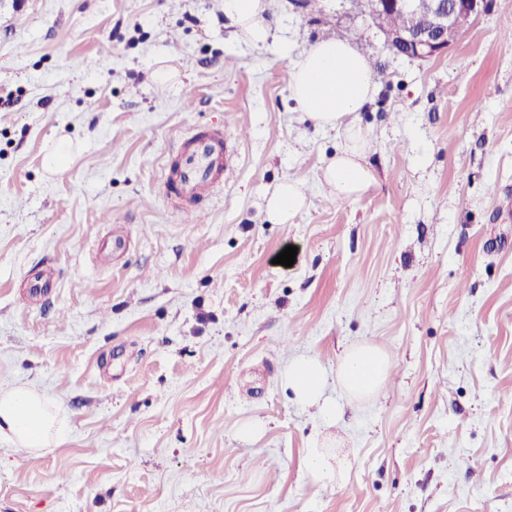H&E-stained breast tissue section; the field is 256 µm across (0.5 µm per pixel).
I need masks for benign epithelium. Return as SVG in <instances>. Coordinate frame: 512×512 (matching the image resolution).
<instances>
[{"label": "benign epithelium", "instance_id": "benign-epithelium-1", "mask_svg": "<svg viewBox=\"0 0 512 512\" xmlns=\"http://www.w3.org/2000/svg\"><path fill=\"white\" fill-rule=\"evenodd\" d=\"M490 0H372L367 18L383 34L387 47L416 59H431L457 40L461 19L473 20ZM401 15L405 23L392 28L387 19Z\"/></svg>", "mask_w": 512, "mask_h": 512}]
</instances>
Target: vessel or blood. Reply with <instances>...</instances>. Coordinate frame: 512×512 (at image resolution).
<instances>
[{"label": "vessel or blood", "mask_w": 512, "mask_h": 512, "mask_svg": "<svg viewBox=\"0 0 512 512\" xmlns=\"http://www.w3.org/2000/svg\"><path fill=\"white\" fill-rule=\"evenodd\" d=\"M226 155L222 133L195 135L186 140L174 164L175 175L165 185L167 195L195 198L209 191L222 178Z\"/></svg>", "instance_id": "b4317fda"}]
</instances>
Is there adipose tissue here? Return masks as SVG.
<instances>
[{"mask_svg":"<svg viewBox=\"0 0 512 512\" xmlns=\"http://www.w3.org/2000/svg\"><path fill=\"white\" fill-rule=\"evenodd\" d=\"M266 0H224V13L234 25L236 40L254 46L267 43L271 29ZM379 83L368 58L354 43L334 39L317 41L293 69L289 93L296 108L322 129L344 128L345 143L321 168L320 182L337 199L364 194L376 183L365 164L363 136L354 118L371 104ZM306 195L297 182H279L265 195L271 222L287 224L305 207ZM386 360L369 347L349 349L335 374L322 363L298 355L288 360L281 384L296 401L318 407L326 421H335L339 409L325 395L329 378L353 394H373L380 387ZM66 421L62 409L40 391L25 385L0 389V441L39 454L58 446Z\"/></svg>","mask_w":512,"mask_h":512,"instance_id":"1","label":"adipose tissue"}]
</instances>
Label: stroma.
<instances>
[{
  "instance_id": "1",
  "label": "stroma",
  "mask_w": 512,
  "mask_h": 512,
  "mask_svg": "<svg viewBox=\"0 0 512 512\" xmlns=\"http://www.w3.org/2000/svg\"><path fill=\"white\" fill-rule=\"evenodd\" d=\"M267 3L255 48L224 0H0V388L67 424L45 454L0 444V512H512V0L437 58L358 40L377 183L343 202L319 176L344 133L288 83L358 20ZM211 130L223 185L172 201L182 141ZM288 179L306 206L271 223ZM364 345L384 382L330 383L334 424L284 392L293 356L333 373ZM318 444L342 484L310 480ZM265 210L274 224H288L305 207L306 195L294 181H281L265 195Z\"/></svg>"
}]
</instances>
